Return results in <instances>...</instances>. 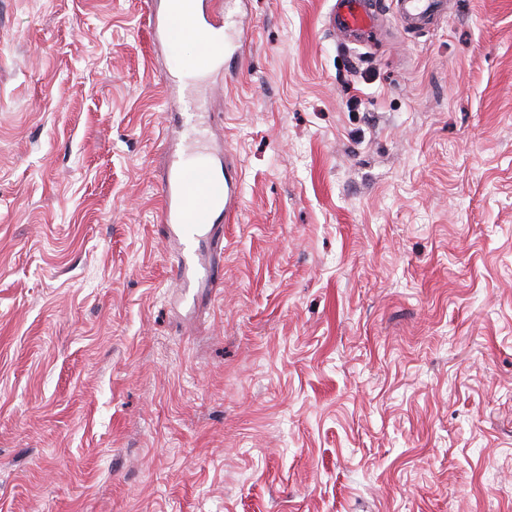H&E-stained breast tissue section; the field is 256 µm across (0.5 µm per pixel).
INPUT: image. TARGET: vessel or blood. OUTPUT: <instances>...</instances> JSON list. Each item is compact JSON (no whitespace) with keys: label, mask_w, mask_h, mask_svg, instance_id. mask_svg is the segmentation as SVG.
I'll use <instances>...</instances> for the list:
<instances>
[{"label":"vessel or blood","mask_w":512,"mask_h":512,"mask_svg":"<svg viewBox=\"0 0 512 512\" xmlns=\"http://www.w3.org/2000/svg\"><path fill=\"white\" fill-rule=\"evenodd\" d=\"M406 23L433 17L444 0H396ZM220 0H150L147 25L163 52L161 73L166 85L176 77L214 70L230 53L224 38ZM334 29L369 33L374 17L363 0H336L332 10ZM183 147L164 135L162 146L166 174L159 184L161 227L174 236L177 262L174 280L183 288H213L222 280V242L216 236L219 223H235L242 204V171L225 164L205 146L206 137L186 126Z\"/></svg>","instance_id":"vessel-or-blood-1"}]
</instances>
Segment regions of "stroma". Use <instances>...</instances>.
Masks as SVG:
<instances>
[{"instance_id":"1","label":"stroma","mask_w":512,"mask_h":512,"mask_svg":"<svg viewBox=\"0 0 512 512\" xmlns=\"http://www.w3.org/2000/svg\"><path fill=\"white\" fill-rule=\"evenodd\" d=\"M369 2L236 7L183 302L146 0H0V512H512V0ZM331 14L333 29L341 33L368 34L374 28L373 13L366 8L363 0H336ZM400 17L407 24L433 17L444 9V0H396ZM184 152L171 143L168 130L163 135L166 174L159 184L161 227L174 236L177 262L174 280L182 288H213L222 280V241L215 238L220 221L234 224L242 204V170L233 168L226 156L218 157L205 148L206 136L183 125ZM224 164V167H223ZM210 242L212 254L203 255Z\"/></svg>"}]
</instances>
